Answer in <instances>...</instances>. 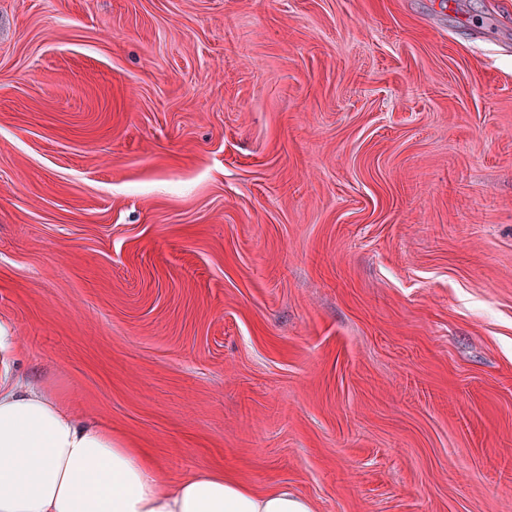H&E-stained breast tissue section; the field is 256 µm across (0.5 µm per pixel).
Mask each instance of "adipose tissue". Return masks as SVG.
I'll return each mask as SVG.
<instances>
[{
	"label": "adipose tissue",
	"instance_id": "1",
	"mask_svg": "<svg viewBox=\"0 0 512 512\" xmlns=\"http://www.w3.org/2000/svg\"><path fill=\"white\" fill-rule=\"evenodd\" d=\"M15 342L0 328V512H313L284 483L257 491L218 471L166 479L141 449L21 385Z\"/></svg>",
	"mask_w": 512,
	"mask_h": 512
}]
</instances>
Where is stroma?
Listing matches in <instances>:
<instances>
[{"label": "stroma", "mask_w": 512, "mask_h": 512, "mask_svg": "<svg viewBox=\"0 0 512 512\" xmlns=\"http://www.w3.org/2000/svg\"><path fill=\"white\" fill-rule=\"evenodd\" d=\"M0 0L13 366L170 479L512 512V0Z\"/></svg>", "instance_id": "obj_1"}]
</instances>
